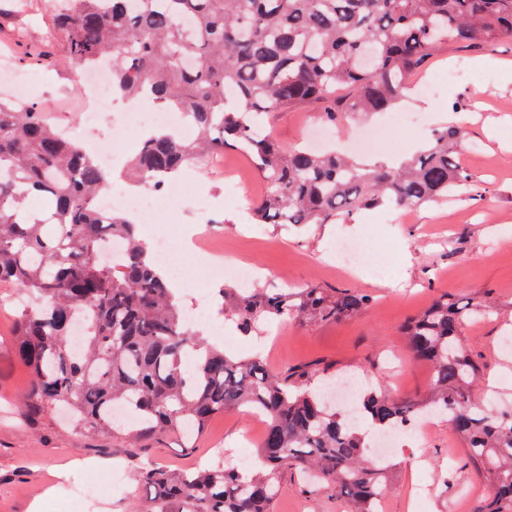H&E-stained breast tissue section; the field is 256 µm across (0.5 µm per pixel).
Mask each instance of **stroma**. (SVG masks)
<instances>
[{
    "mask_svg": "<svg viewBox=\"0 0 512 512\" xmlns=\"http://www.w3.org/2000/svg\"><path fill=\"white\" fill-rule=\"evenodd\" d=\"M52 12L45 0H0V46L13 52L12 65L33 76L26 102L47 112L50 123L68 122L80 141L107 138L117 150L132 154L136 144L124 139L103 115L94 128L80 124L82 88L61 42L47 41ZM490 57L500 68L482 70L478 61ZM463 63L471 76L441 82L432 97L408 88L399 103L410 113L409 128L398 131V141L378 146L381 158L395 159L414 152L444 125L448 112L465 115L466 144L460 159L473 176L465 193L416 208L376 207L358 211L339 224L310 228L254 225L250 208L261 193V180L242 154H224V176L216 178L195 168V177L173 215L177 224L200 220L198 192L212 200L211 236L223 239L228 251L242 250L257 271L259 287H268L286 273L292 288L320 286L351 288L374 295V304L358 316L340 322L288 320L280 336H269L268 323L244 336L231 330L224 346L239 356L260 354L273 369L306 367L308 387H316L324 372L369 374L385 390L425 393L430 385L427 363L412 358L401 334L406 319L427 308L441 295L466 298L487 296L489 315H474L463 329L470 357L482 367L479 397L494 393L498 408L512 406V354L500 346L512 330V43L493 49L467 45L444 46L425 63L429 76ZM284 149L321 138L324 130L316 112H277L269 119ZM245 181L247 188L234 201L224 198L225 179ZM372 232L370 265L391 261L393 278L369 277L327 270L331 249L339 237H362ZM26 301L16 290L0 288V512H128L141 495L135 477L140 463L149 460L171 470L195 464L220 447L224 457L236 460L244 433L260 440L265 425L250 412L229 410L213 418L194 447L179 435L167 434L132 453L127 443L108 434L89 435L71 426L64 413L33 429L21 420V396L26 369L15 359L9 343L16 314ZM463 444L446 417L430 419L419 442L390 448L388 490L381 512H408L406 489L425 488L427 512H448L457 502L470 512L473 490L485 489L484 480L463 464ZM274 512H344L346 502L323 490L306 493L300 477L285 474Z\"/></svg>",
    "mask_w": 512,
    "mask_h": 512,
    "instance_id": "stroma-1",
    "label": "stroma"
}]
</instances>
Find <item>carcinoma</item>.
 Returning <instances> with one entry per match:
<instances>
[{"mask_svg": "<svg viewBox=\"0 0 512 512\" xmlns=\"http://www.w3.org/2000/svg\"><path fill=\"white\" fill-rule=\"evenodd\" d=\"M52 36L78 64H110L113 96L145 95L186 114L193 137L158 128L143 138L128 166L135 185L159 188L185 166L236 148L264 188L254 223L334 224L363 208L418 207L468 189L472 176L458 156L465 132L444 125L398 164L364 163L334 150H285L266 115L315 110L341 129L356 114L385 112L441 46L511 40L512 0H67ZM108 173L39 107L0 102V286L30 302L13 343L29 372L24 423L37 428L65 408L84 432H108L135 449L168 433L192 439L216 415L245 407L266 418L263 470L243 473L222 456L183 472L143 463L137 482L146 498L131 512H274L291 470L314 476L308 491L332 490L350 512H374L388 468L368 459V436L434 413L448 418L466 464L487 482L474 512H512V410L475 396L481 369L461 339L467 316L491 310L486 298L441 296L403 325L413 357L431 367L428 396L393 397L371 384L358 415L337 411L304 389L308 369L272 372L188 321L136 217L98 213ZM36 197L53 202L48 216L25 208ZM112 236L126 252L105 266L99 254ZM219 293L225 315L248 334L269 319L336 322L373 302L319 286Z\"/></svg>", "mask_w": 512, "mask_h": 512, "instance_id": "cac0c4a2", "label": "carcinoma"}]
</instances>
